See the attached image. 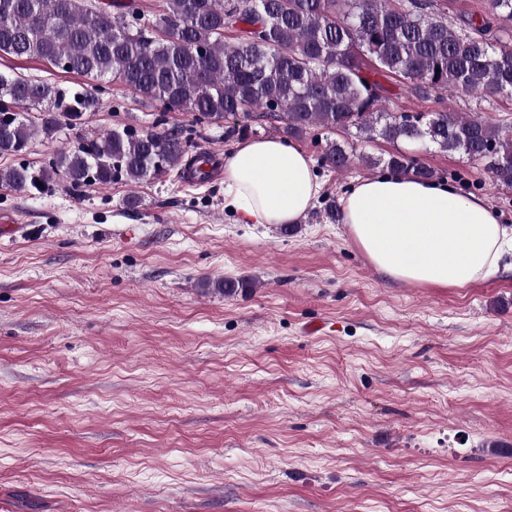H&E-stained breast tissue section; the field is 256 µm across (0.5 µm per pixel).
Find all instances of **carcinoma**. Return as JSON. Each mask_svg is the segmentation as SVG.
Returning a JSON list of instances; mask_svg holds the SVG:
<instances>
[{"label":"carcinoma","mask_w":512,"mask_h":512,"mask_svg":"<svg viewBox=\"0 0 512 512\" xmlns=\"http://www.w3.org/2000/svg\"><path fill=\"white\" fill-rule=\"evenodd\" d=\"M487 11L457 32L428 13L426 0H162L148 16L122 0H0V54L64 64L98 82L62 88L0 72V157L21 156L31 139L84 124L117 81L153 105L150 121L79 134L35 170L0 169V188L39 189L61 172L71 192L91 185L138 184L182 164L189 138L167 127L185 112L200 125L224 126V138L276 123L286 138L316 130L360 143L382 138L460 153L512 187V131L456 112L395 111L387 89L366 73L409 81L422 92L512 96V48L491 29L512 27V0H486ZM237 32L234 41L224 39ZM345 144L326 141L323 168L354 162ZM211 155L190 158L202 181ZM392 173L433 180L437 172L410 153L383 161ZM227 296L253 287L245 278L213 283Z\"/></svg>","instance_id":"1"}]
</instances>
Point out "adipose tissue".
<instances>
[{"mask_svg":"<svg viewBox=\"0 0 512 512\" xmlns=\"http://www.w3.org/2000/svg\"><path fill=\"white\" fill-rule=\"evenodd\" d=\"M224 190L249 224H293L320 192L299 146L277 138L239 144L225 159ZM344 222L369 264L392 281L463 288L504 266L512 226L482 199L445 181L384 174L360 178L344 197Z\"/></svg>","mask_w":512,"mask_h":512,"instance_id":"ef3b65f1","label":"adipose tissue"}]
</instances>
